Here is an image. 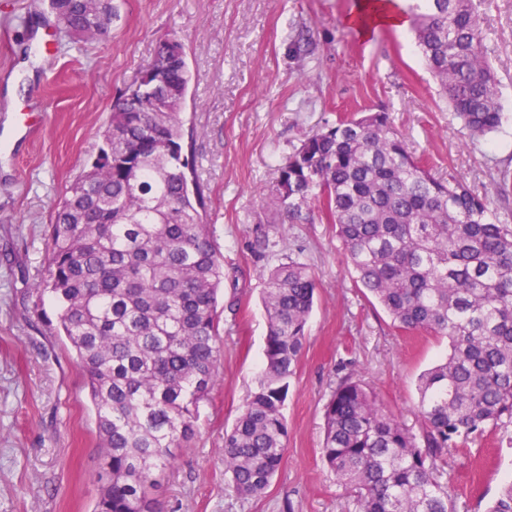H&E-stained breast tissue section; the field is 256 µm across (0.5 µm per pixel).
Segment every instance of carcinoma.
I'll list each match as a JSON object with an SVG mask.
<instances>
[{
    "label": "carcinoma",
    "mask_w": 512,
    "mask_h": 512,
    "mask_svg": "<svg viewBox=\"0 0 512 512\" xmlns=\"http://www.w3.org/2000/svg\"><path fill=\"white\" fill-rule=\"evenodd\" d=\"M67 37L99 38L112 0H48ZM422 60L471 143L501 124L500 82L474 0L408 6ZM162 74L146 85L140 74ZM186 56L160 45L112 105L95 156L55 211L51 256L34 292L60 309L103 446L92 512H161L154 496L173 449L196 433L219 378L217 293L224 270L204 224L205 199L185 142ZM282 222L319 203L361 284L407 331L448 338L417 385L419 430L387 412L359 379L336 386L324 413V466L359 512H455L448 451L512 424V226L462 181H442L385 112L306 138L270 191ZM316 283L288 259L265 276L263 366L224 436L234 490L258 497L288 440L283 413Z\"/></svg>",
    "instance_id": "carcinoma-1"
}]
</instances>
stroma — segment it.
Listing matches in <instances>:
<instances>
[{"instance_id": "35a3bbf8", "label": "stroma", "mask_w": 512, "mask_h": 512, "mask_svg": "<svg viewBox=\"0 0 512 512\" xmlns=\"http://www.w3.org/2000/svg\"><path fill=\"white\" fill-rule=\"evenodd\" d=\"M113 2L100 38L44 53L39 43L58 24L43 0H0V131L8 135L0 142V512H91L98 496L102 447L86 380L55 333L53 298L32 288L48 266L47 226L96 153L113 102L168 38L181 43L191 71L184 129L224 280L220 378L199 407L194 439L174 451L163 512H356L321 461L324 409L337 383L353 374L415 426L417 378L446 356L448 341L397 328L357 287L317 206L283 224L257 192L306 137L343 116L385 112L435 177L465 180L503 216L495 179L512 171V0H475L505 114L475 145L411 35L383 27L365 39L347 25L358 0ZM303 29L312 46L300 56L293 42ZM23 105L48 118L18 142L10 133ZM291 258L310 267L316 293L284 410L288 443L265 492L245 498L224 472V433L260 373L264 274ZM446 471L456 512H487L512 482V434L493 429L452 449Z\"/></svg>"}]
</instances>
